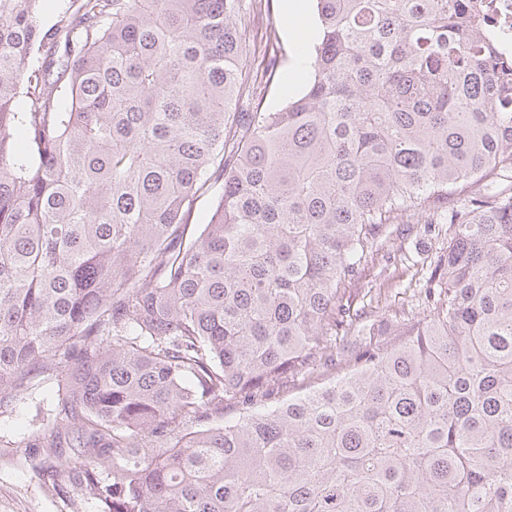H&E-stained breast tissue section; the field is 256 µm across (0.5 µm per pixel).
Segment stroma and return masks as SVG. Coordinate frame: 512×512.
Instances as JSON below:
<instances>
[{
    "mask_svg": "<svg viewBox=\"0 0 512 512\" xmlns=\"http://www.w3.org/2000/svg\"><path fill=\"white\" fill-rule=\"evenodd\" d=\"M287 2L274 0L270 17L254 23L255 29L270 33L268 50L277 56V74L261 95L263 109L270 112L285 106L306 82L298 65L300 44L294 29L283 21ZM447 245V225H392L372 260L360 266L347 286L354 308L393 320L423 318L417 288L431 261ZM58 403V379L45 374L11 412L0 414V512H99L95 503L78 501L66 482H59L50 492L41 486L38 468L78 463L68 446L48 449L42 445V435L55 425Z\"/></svg>",
    "mask_w": 512,
    "mask_h": 512,
    "instance_id": "obj_1",
    "label": "stroma"
}]
</instances>
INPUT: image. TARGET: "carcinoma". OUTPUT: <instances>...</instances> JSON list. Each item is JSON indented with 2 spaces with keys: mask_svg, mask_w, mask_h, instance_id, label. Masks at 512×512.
Here are the masks:
<instances>
[{
  "mask_svg": "<svg viewBox=\"0 0 512 512\" xmlns=\"http://www.w3.org/2000/svg\"><path fill=\"white\" fill-rule=\"evenodd\" d=\"M41 2L0 0V414L59 371L82 461L42 479L100 512H512V56L477 5L315 0L305 89L244 112L272 0ZM415 217L448 225L425 318L350 313ZM220 184L216 185L208 194L196 198L189 208L190 224H194L197 230L203 229V224H207L212 215L217 193Z\"/></svg>",
  "mask_w": 512,
  "mask_h": 512,
  "instance_id": "obj_1",
  "label": "carcinoma"
}]
</instances>
